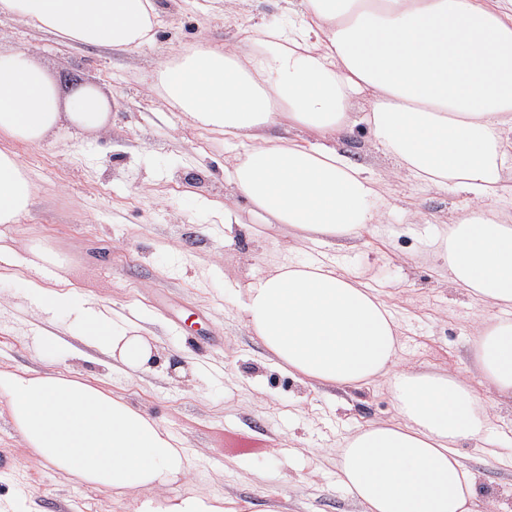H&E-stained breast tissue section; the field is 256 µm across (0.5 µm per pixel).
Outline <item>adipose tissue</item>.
<instances>
[{"label": "adipose tissue", "mask_w": 512, "mask_h": 512, "mask_svg": "<svg viewBox=\"0 0 512 512\" xmlns=\"http://www.w3.org/2000/svg\"><path fill=\"white\" fill-rule=\"evenodd\" d=\"M287 20L244 43L200 36L162 60L149 86L237 153L236 196L297 242L348 237L382 223L381 184L336 145L354 122L421 190H462L467 213L430 240L433 257L476 303L474 365L455 372L400 363L398 325L380 291L335 266L278 259L246 288L243 312L265 348L302 382L359 387L386 380L397 418L345 437L338 467L361 512H474L476 485L458 451L485 443L496 405L512 403V0H287ZM14 16L73 44L134 50L152 42L156 0H0ZM364 96L353 120L347 107ZM111 104L95 86L61 95L32 56L0 49V224L28 213L35 184L13 150L54 135H103ZM26 297L113 364L147 372L154 334L68 289L69 266L35 244ZM0 398L26 448L58 474L116 497L130 512H232L222 494L171 493L194 457L145 412L72 372L0 370Z\"/></svg>", "instance_id": "obj_1"}]
</instances>
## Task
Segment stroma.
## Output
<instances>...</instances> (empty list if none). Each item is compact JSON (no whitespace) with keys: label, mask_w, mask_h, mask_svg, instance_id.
Returning <instances> with one entry per match:
<instances>
[{"label":"stroma","mask_w":512,"mask_h":512,"mask_svg":"<svg viewBox=\"0 0 512 512\" xmlns=\"http://www.w3.org/2000/svg\"><path fill=\"white\" fill-rule=\"evenodd\" d=\"M158 3L162 23L153 43L133 52L69 46L0 17L9 46L52 76L70 73L96 86L112 105L110 138L15 144L37 191L19 223L0 226V269L25 271L32 243L53 248L69 262L76 291L131 321L150 322L163 363L127 375L67 334L63 352L43 358L32 330L48 332L51 324L13 281L1 280L0 369L70 370L105 382L197 456L181 490L221 491L234 512H361L341 482L337 451L346 436L395 417L385 384L305 385L252 334L244 289L287 253L293 237L282 224L253 235L243 202V222L225 234L220 205L232 193L224 169L234 149L147 90L158 63L200 34L235 43L249 25L279 23L281 11L273 0H245L230 18L221 0L205 12ZM342 147L390 187L385 221L330 243L308 240L298 258L335 257L342 270L383 291L399 323L400 355L411 365L439 373L471 366L477 307L439 276L409 231L414 210L438 231L454 223L464 196L415 190L364 125ZM492 418L497 458L468 443L459 451L475 475L477 507L490 498L498 512H512V407ZM0 448L16 461L12 478H0V512H125L124 502L60 476L25 448L1 400Z\"/></svg>","instance_id":"obj_1"}]
</instances>
